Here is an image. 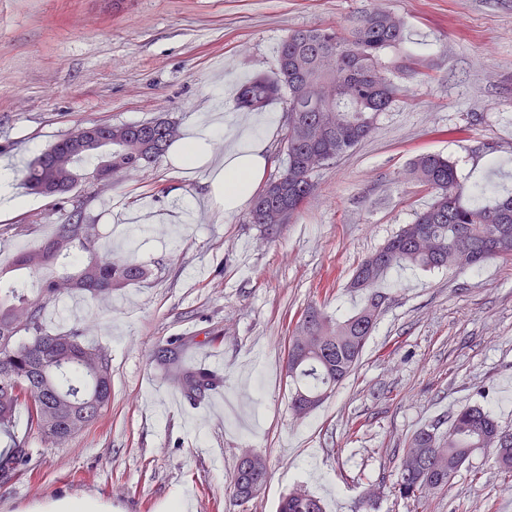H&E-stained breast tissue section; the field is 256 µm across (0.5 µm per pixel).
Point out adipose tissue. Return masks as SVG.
Segmentation results:
<instances>
[{
  "label": "adipose tissue",
  "instance_id": "ef3b65f1",
  "mask_svg": "<svg viewBox=\"0 0 512 512\" xmlns=\"http://www.w3.org/2000/svg\"><path fill=\"white\" fill-rule=\"evenodd\" d=\"M267 115H251L241 135L230 146L224 162L212 171V185L224 193V210H238L252 196L267 165L266 142L255 135V128L264 125Z\"/></svg>",
  "mask_w": 512,
  "mask_h": 512
}]
</instances>
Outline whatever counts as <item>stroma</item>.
Masks as SVG:
<instances>
[{
  "label": "stroma",
  "mask_w": 512,
  "mask_h": 512,
  "mask_svg": "<svg viewBox=\"0 0 512 512\" xmlns=\"http://www.w3.org/2000/svg\"><path fill=\"white\" fill-rule=\"evenodd\" d=\"M385 9L405 25L419 63L372 135L320 169L316 189L290 223L248 221L202 201L204 168L169 157L110 185L72 193L101 245L117 244L152 278L54 304L51 332L75 325L112 358V400L82 432L58 445L15 431L33 455L0 484V512H35L89 498L104 512H276L302 486L326 512H512V473L491 450L473 452L448 489L421 500L395 496L408 439L472 404L512 426V260L478 269L391 272L380 319L352 374L311 414L288 406V342L311 305L333 315L357 299L356 266L433 199L410 162L439 154L472 182L512 188V0H0V160L22 175L29 160L79 126L166 117L179 132L218 118L235 125V98L254 74H275L291 31L341 26ZM503 162L490 172V158ZM0 213V268L38 246L64 219L54 200ZM178 341L186 356L224 354V395L249 399L224 421L205 403L162 408L171 388L153 363ZM266 458L269 478L236 506L229 482L244 451Z\"/></svg>",
  "instance_id": "obj_1"
}]
</instances>
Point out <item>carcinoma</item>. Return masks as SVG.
<instances>
[{"label":"carcinoma","mask_w":512,"mask_h":512,"mask_svg":"<svg viewBox=\"0 0 512 512\" xmlns=\"http://www.w3.org/2000/svg\"><path fill=\"white\" fill-rule=\"evenodd\" d=\"M409 61L403 23L382 8L347 28L288 34L280 45L276 77L259 73L237 92L236 105L243 111L259 112L282 98L292 116L279 149L282 166L252 199L249 223L272 226L279 223L273 215L278 209L301 210L315 189L317 172L372 134L378 116L400 91L387 72L408 75L413 72ZM106 132L112 134L110 176L101 177L98 151L76 150L69 133L28 163L25 188L35 193L50 180L73 189L82 182L110 183L160 159L178 129L175 122L158 118L114 124ZM410 172L435 197L374 252L376 261L368 256L358 265L348 289L363 295L362 304L345 316L313 306L300 316L286 361L289 405L298 415L317 408L357 367L381 314L379 287L390 271L404 266L465 269L512 260V193L492 183L467 184L454 162L440 155L415 158ZM98 242L95 225L76 208L41 246L0 270V279L23 270L47 271L38 288L18 279L0 285V435L10 438L9 447L0 451L1 479L14 477L31 460L28 438L14 433L18 408H26L30 428L58 443L87 427L110 403L108 351L86 343L79 327L52 334L43 324L45 307L64 293L109 297L150 279L151 270L140 262L99 255ZM153 358L175 372L189 397H202L224 383L205 369L181 366L178 346L162 348ZM448 425L451 432L440 439L429 436L432 427L410 438L396 485L400 497L416 500L448 488L476 448L491 449L499 467L512 471V429L484 406L458 410ZM267 478V460L250 454L249 469L239 465L232 477L233 501H249ZM277 512H324V507L306 490L293 488L281 497Z\"/></svg>","instance_id":"1"}]
</instances>
